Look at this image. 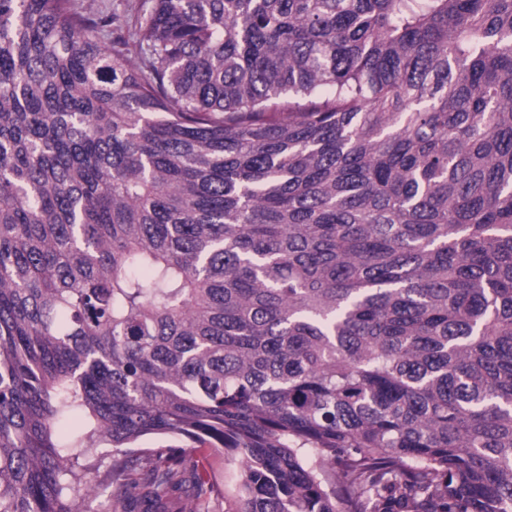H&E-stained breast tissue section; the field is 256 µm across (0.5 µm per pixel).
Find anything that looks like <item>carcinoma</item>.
<instances>
[{
  "label": "carcinoma",
  "instance_id": "obj_1",
  "mask_svg": "<svg viewBox=\"0 0 512 512\" xmlns=\"http://www.w3.org/2000/svg\"><path fill=\"white\" fill-rule=\"evenodd\" d=\"M112 23L0 0V512H512V0Z\"/></svg>",
  "mask_w": 512,
  "mask_h": 512
}]
</instances>
